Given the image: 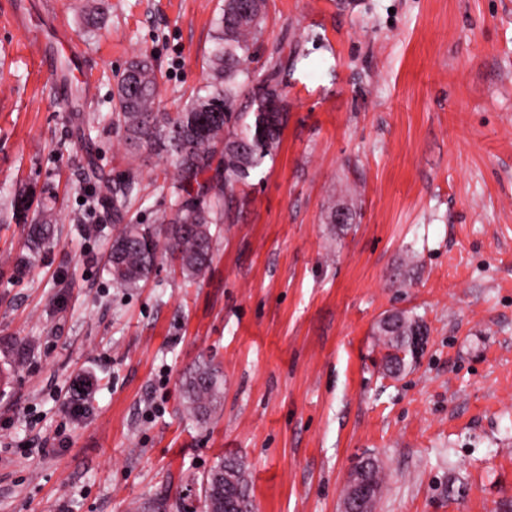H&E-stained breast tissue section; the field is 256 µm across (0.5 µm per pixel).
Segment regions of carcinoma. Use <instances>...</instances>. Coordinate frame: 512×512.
Listing matches in <instances>:
<instances>
[{"label": "carcinoma", "mask_w": 512, "mask_h": 512, "mask_svg": "<svg viewBox=\"0 0 512 512\" xmlns=\"http://www.w3.org/2000/svg\"><path fill=\"white\" fill-rule=\"evenodd\" d=\"M265 19L263 2L251 13L243 14L238 0H224L206 60L209 81L205 94L194 97L178 112L156 111L158 78L147 60L131 62L121 74L113 96L115 119L125 133L130 155L137 156L145 145L161 146L169 154L175 173L170 184V213L161 216L157 224H125V201L137 188L135 167L128 168L122 185L117 187L94 163H89V172L99 183L96 200L112 208L115 224L108 270L120 287H142L161 254L177 264L186 281L203 278L213 261L212 226L222 221L224 189L245 183L251 171L277 149L286 113L281 108L267 120L263 107L267 101H281L277 92L280 69L258 77L257 90L251 91L255 112L233 111L243 86L239 81V76L245 74L243 64L262 35ZM212 169L216 176L203 178ZM33 199V193L23 188L14 194L10 207L12 219L26 225L30 251L36 253L53 244L55 224L53 207L43 201L34 209ZM394 317L401 322V333L395 336L381 326L379 335L390 349L387 369L399 373L407 366L402 356L406 340L422 322L403 313ZM222 393V382L207 366L195 369L183 380V405L195 417L210 415ZM226 468L240 487L233 492L237 512H253L246 467L228 458L218 461L203 481L205 512H224V481L217 482L215 477L224 475ZM369 480L372 492L362 504V512H374L380 498L383 480L376 462L370 464Z\"/></svg>", "instance_id": "carcinoma-1"}]
</instances>
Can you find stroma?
Returning <instances> with one entry per match:
<instances>
[{"instance_id": "1", "label": "stroma", "mask_w": 512, "mask_h": 512, "mask_svg": "<svg viewBox=\"0 0 512 512\" xmlns=\"http://www.w3.org/2000/svg\"><path fill=\"white\" fill-rule=\"evenodd\" d=\"M87 2L56 0L65 93L0 19V512H202L222 457L256 512H340L366 457L376 512H512V0H267L246 68H281L279 147L228 194L203 279L162 257L134 291L106 271L86 165L125 175L111 97L132 61L153 64L159 111L204 87L224 0H109L91 36ZM137 178L127 218L156 223L166 153L141 150ZM22 187L58 214L20 270ZM394 312L429 336L398 375L378 333ZM205 365L223 394L201 421L182 382Z\"/></svg>"}]
</instances>
